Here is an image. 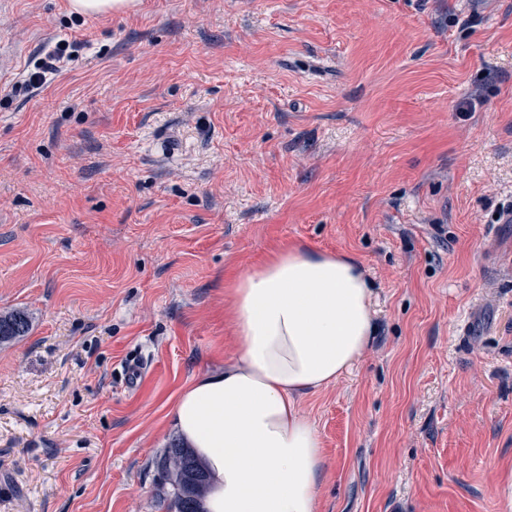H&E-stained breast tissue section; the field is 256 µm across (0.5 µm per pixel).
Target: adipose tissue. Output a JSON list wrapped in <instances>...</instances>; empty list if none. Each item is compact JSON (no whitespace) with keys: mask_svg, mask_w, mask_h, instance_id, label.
<instances>
[{"mask_svg":"<svg viewBox=\"0 0 512 512\" xmlns=\"http://www.w3.org/2000/svg\"><path fill=\"white\" fill-rule=\"evenodd\" d=\"M236 360L182 391L175 432L211 474L205 512H318L325 468L303 395L350 372L374 335L372 290L344 255L291 247L237 276Z\"/></svg>","mask_w":512,"mask_h":512,"instance_id":"obj_1","label":"adipose tissue"}]
</instances>
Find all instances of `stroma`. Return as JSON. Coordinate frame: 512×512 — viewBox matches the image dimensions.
Masks as SVG:
<instances>
[{"label": "stroma", "mask_w": 512, "mask_h": 512, "mask_svg": "<svg viewBox=\"0 0 512 512\" xmlns=\"http://www.w3.org/2000/svg\"><path fill=\"white\" fill-rule=\"evenodd\" d=\"M61 40L0 95V314L31 323L0 344V512H166L170 405L237 356L229 282L291 245L373 290L369 350L299 401L319 512H506L512 0H0V92ZM136 5L135 0H70L71 11L78 14H99L125 11ZM77 48H79V44L76 42L71 44L65 41L59 42L54 49L44 53L35 61L24 86H14L13 91L17 92L18 87L20 91L21 89L24 91L37 89L46 81L47 74L59 71L66 61H70L74 57Z\"/></svg>", "instance_id": "35a3bbf8"}]
</instances>
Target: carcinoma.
Here are the masks:
<instances>
[{
  "instance_id": "carcinoma-1",
  "label": "carcinoma",
  "mask_w": 512,
  "mask_h": 512,
  "mask_svg": "<svg viewBox=\"0 0 512 512\" xmlns=\"http://www.w3.org/2000/svg\"><path fill=\"white\" fill-rule=\"evenodd\" d=\"M29 330L26 314L15 311L0 315V344L11 343ZM158 467L172 488L167 512H204L202 504L210 476L190 448L172 443L159 457Z\"/></svg>"
}]
</instances>
